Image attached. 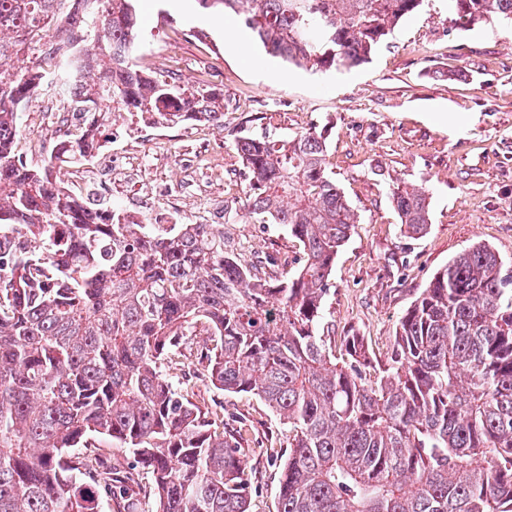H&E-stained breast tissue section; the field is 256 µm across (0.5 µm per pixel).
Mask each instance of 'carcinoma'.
Segmentation results:
<instances>
[{
    "instance_id": "obj_1",
    "label": "carcinoma",
    "mask_w": 512,
    "mask_h": 512,
    "mask_svg": "<svg viewBox=\"0 0 512 512\" xmlns=\"http://www.w3.org/2000/svg\"><path fill=\"white\" fill-rule=\"evenodd\" d=\"M137 0H0V512H105L132 478L102 466L97 436L150 471L156 512H249L247 465L224 418L170 374L196 332L215 389L252 393L288 432L277 512H512V268L476 244L400 317L380 363L361 336L336 354L325 298L357 215L316 130L242 135L249 214L298 240L270 282L228 250L222 224L158 234L112 204L65 192L53 169L95 147L112 104L159 123L224 124V94L136 68ZM266 51L316 70L370 59L423 0H201ZM462 28L512 23V0H448ZM54 31L53 39L47 33ZM79 113L39 166L17 151L39 92ZM401 226L422 234L428 196L396 184Z\"/></svg>"
}]
</instances>
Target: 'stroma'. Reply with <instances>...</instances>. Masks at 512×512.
<instances>
[{
  "instance_id": "obj_1",
  "label": "stroma",
  "mask_w": 512,
  "mask_h": 512,
  "mask_svg": "<svg viewBox=\"0 0 512 512\" xmlns=\"http://www.w3.org/2000/svg\"><path fill=\"white\" fill-rule=\"evenodd\" d=\"M140 9L141 38L132 62L179 74L183 85L224 94V125L168 126L151 160L140 152V130L119 129L121 183L111 167L97 177L121 208L143 212L148 192L182 183L186 221L223 224L229 248L282 281L299 266L301 248L280 225L248 213L249 177L235 147L238 136L282 138L309 129L326 137V163L358 215L340 249L325 301L331 336L353 331L376 356L389 351L397 322L434 274L470 246H491L512 260V30L494 23L454 25L448 0H424L404 18L369 62L314 72L268 54L251 31L229 45L210 25L217 12L187 0ZM69 103L38 95L21 116L19 152L30 155ZM401 182L425 188L431 224L410 235L392 203ZM199 397L223 411L224 425L243 428L252 512H277L286 448L283 427L258 396L228 394L192 379ZM105 464L133 470L139 512H154L149 474L134 468L129 448L95 438Z\"/></svg>"
}]
</instances>
